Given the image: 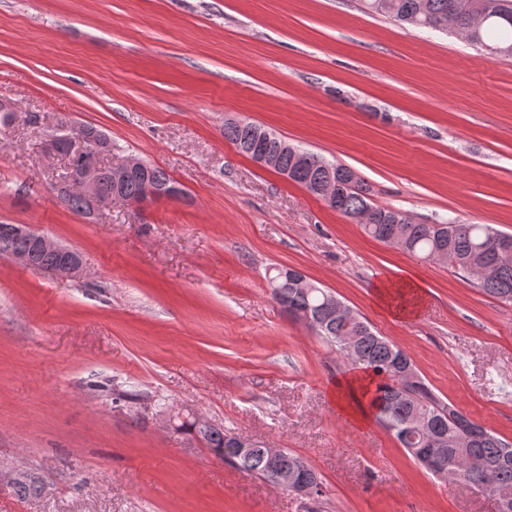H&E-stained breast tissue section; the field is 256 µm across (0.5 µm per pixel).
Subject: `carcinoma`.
Masks as SVG:
<instances>
[{
    "label": "carcinoma",
    "mask_w": 512,
    "mask_h": 512,
    "mask_svg": "<svg viewBox=\"0 0 512 512\" xmlns=\"http://www.w3.org/2000/svg\"><path fill=\"white\" fill-rule=\"evenodd\" d=\"M364 6L400 24L450 31L472 46L512 58V0H364ZM262 129L253 122L229 124L224 127V138L249 157L255 147L267 152L278 168L290 170L293 180L302 185L316 184L323 175L331 174L336 181L342 215L361 225L367 235L432 261L444 251L449 266L476 277L485 293L512 302V234L491 224H419L398 209L375 204L361 178L349 184V167L310 152L301 162L292 147L283 146L280 138L257 141ZM95 165L98 192L108 198L114 191L111 165L102 163L99 156ZM56 189L75 213L89 215L87 201L70 188L65 178L57 180ZM120 191L127 199L138 200L142 193L141 176H130ZM28 247L27 240L15 239L0 230V254ZM269 284L272 298L280 301L291 315L310 313L309 326L336 353L346 356L354 352L360 364L381 377L373 398L376 420L403 448L410 453L427 448L433 436H440L439 468L432 470V474L444 481L472 484L494 498L503 492L512 494L511 441L472 422L440 400L421 378L408 381L405 370L413 366L410 357L375 333L359 315L351 320L337 317L326 299L327 291L311 279L300 285L295 278L275 269ZM179 430L205 442L224 462L268 482L275 466L313 474L301 457L288 451L274 464L262 448L252 449L239 460L232 458L226 452L228 434L214 425L187 419L179 424Z\"/></svg>",
    "instance_id": "obj_1"
}]
</instances>
